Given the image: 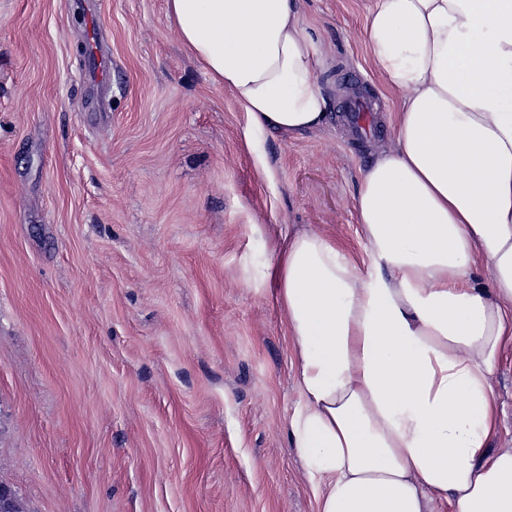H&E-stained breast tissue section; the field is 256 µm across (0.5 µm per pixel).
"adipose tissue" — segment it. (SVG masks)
Listing matches in <instances>:
<instances>
[{
  "label": "adipose tissue",
  "mask_w": 512,
  "mask_h": 512,
  "mask_svg": "<svg viewBox=\"0 0 512 512\" xmlns=\"http://www.w3.org/2000/svg\"><path fill=\"white\" fill-rule=\"evenodd\" d=\"M167 17L249 134L327 121L298 0H167ZM365 32L394 143L355 195L362 255L283 237L288 442L317 512H512V448L489 450L512 348V0H374Z\"/></svg>",
  "instance_id": "adipose-tissue-1"
}]
</instances>
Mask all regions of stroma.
Wrapping results in <instances>:
<instances>
[{"instance_id":"stroma-1","label":"stroma","mask_w":512,"mask_h":512,"mask_svg":"<svg viewBox=\"0 0 512 512\" xmlns=\"http://www.w3.org/2000/svg\"><path fill=\"white\" fill-rule=\"evenodd\" d=\"M369 5L299 0L329 119L249 142L166 0H0V481L24 512H315L270 268L291 229L360 247L393 138L342 109L390 102ZM494 388L496 452L512 350Z\"/></svg>"}]
</instances>
